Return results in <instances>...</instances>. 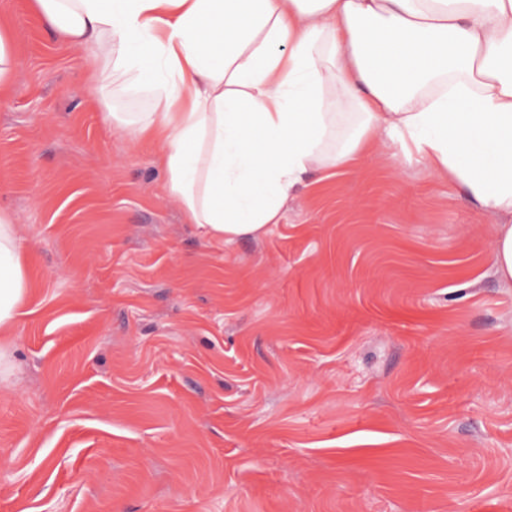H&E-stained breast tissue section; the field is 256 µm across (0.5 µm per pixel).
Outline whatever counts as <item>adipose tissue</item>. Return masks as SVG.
Listing matches in <instances>:
<instances>
[{"label": "adipose tissue", "mask_w": 512, "mask_h": 512, "mask_svg": "<svg viewBox=\"0 0 512 512\" xmlns=\"http://www.w3.org/2000/svg\"><path fill=\"white\" fill-rule=\"evenodd\" d=\"M94 82L153 91L103 119L157 140L166 193L216 243L278 223L308 171L382 146L502 217L512 283V0H34ZM29 266L0 211V367Z\"/></svg>", "instance_id": "ef3b65f1"}]
</instances>
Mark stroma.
<instances>
[{"mask_svg": "<svg viewBox=\"0 0 512 512\" xmlns=\"http://www.w3.org/2000/svg\"><path fill=\"white\" fill-rule=\"evenodd\" d=\"M0 210L36 284L0 381V512H512L496 217L371 149L207 241L88 57L0 0ZM16 66L10 37L7 32L0 30V90L12 82Z\"/></svg>", "mask_w": 512, "mask_h": 512, "instance_id": "stroma-1", "label": "stroma"}]
</instances>
